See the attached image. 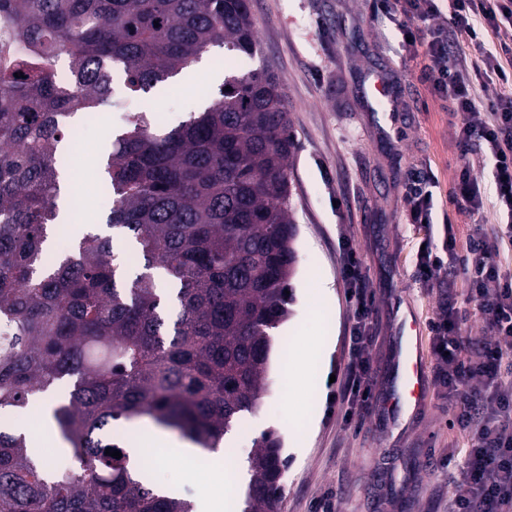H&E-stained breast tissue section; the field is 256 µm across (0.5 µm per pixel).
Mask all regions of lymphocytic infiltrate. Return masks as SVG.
<instances>
[{"label": "lymphocytic infiltrate", "mask_w": 512, "mask_h": 512, "mask_svg": "<svg viewBox=\"0 0 512 512\" xmlns=\"http://www.w3.org/2000/svg\"><path fill=\"white\" fill-rule=\"evenodd\" d=\"M375 2L408 48L421 50L425 81L448 100L462 151L478 149L492 165L493 193L484 191L467 161L452 201L474 215L492 208L501 217L497 229L462 244L445 225L442 244L425 239L416 276L442 297L431 324L434 379L448 399L450 426L472 441L453 480L450 512H512V273L498 260L501 245L512 242V0ZM483 30L495 35L493 48L481 42ZM491 84L499 93L485 95ZM339 254L351 312L342 386L349 420L371 407L374 295L350 238L340 237ZM461 292L481 316V336L462 330Z\"/></svg>", "instance_id": "1"}]
</instances>
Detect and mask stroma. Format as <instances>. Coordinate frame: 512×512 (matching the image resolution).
Here are the masks:
<instances>
[{
  "mask_svg": "<svg viewBox=\"0 0 512 512\" xmlns=\"http://www.w3.org/2000/svg\"><path fill=\"white\" fill-rule=\"evenodd\" d=\"M374 0H250L260 57L248 69L268 64L288 97L298 144L290 165V203L297 226L296 271L288 317L273 331L268 388L258 407L244 414L231 434L235 453L247 461L252 442L273 430L282 439L288 462L282 484L281 512H310L323 494L338 496L340 512H448L451 487L443 468L461 462L471 440L449 428L442 391L431 385L429 405L413 414L397 413L388 403L393 356L400 341L397 318L407 308L420 325L418 347L434 367L429 324L440 313L436 293L414 276L415 257L425 234L407 223L405 187L421 177L436 184L434 241L444 224L459 238L475 227L491 231L499 217L458 211L448 202L463 163L448 104L419 80L424 60L401 45L393 23L378 16ZM221 49L200 63L204 75L194 89L170 79L147 97L127 92L115 77L113 96L121 109L89 119L76 116L80 140H67L68 179L78 180L83 203L64 220L63 239H49L55 253L67 252L79 238L76 225L110 236L119 259H135L131 241L107 224L102 174L103 148L129 113L152 112L166 127L211 102V89L224 79ZM382 81L393 101L377 100ZM347 234L362 254L374 293L377 403L362 421L345 422L336 394L345 377V336L350 312L341 278L338 237ZM313 338L308 372L282 379V345ZM38 418L28 409L0 413L22 433L37 432L45 459L53 466L77 461L59 447L47 420L46 399H37ZM217 464L171 457L153 472V483L172 487L179 498L199 502L212 491Z\"/></svg>",
  "mask_w": 512,
  "mask_h": 512,
  "instance_id": "1",
  "label": "stroma"
}]
</instances>
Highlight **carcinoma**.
Here are the masks:
<instances>
[{"mask_svg":"<svg viewBox=\"0 0 512 512\" xmlns=\"http://www.w3.org/2000/svg\"><path fill=\"white\" fill-rule=\"evenodd\" d=\"M0 29V323L11 326L0 411L70 379L52 417L79 462L55 470L0 425V512H193L143 480L145 460L106 450L112 422L147 417L216 453L265 392L295 272L296 143L274 74L224 75L213 102L170 130L145 112L126 118L105 187L134 273L98 234L52 263L43 255L68 120L118 107V71L142 96L216 47L257 56L249 0H0ZM62 59L67 90L55 83ZM253 446L242 512H279L281 440L263 432Z\"/></svg>","mask_w":512,"mask_h":512,"instance_id":"obj_1","label":"carcinoma"}]
</instances>
